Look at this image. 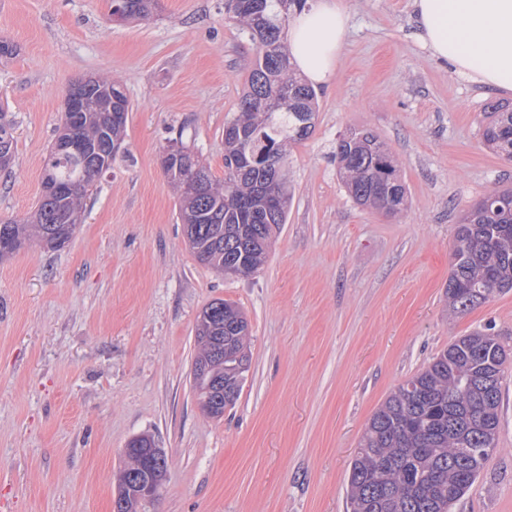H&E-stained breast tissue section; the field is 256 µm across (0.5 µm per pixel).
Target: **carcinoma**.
<instances>
[{"mask_svg":"<svg viewBox=\"0 0 512 512\" xmlns=\"http://www.w3.org/2000/svg\"><path fill=\"white\" fill-rule=\"evenodd\" d=\"M129 18H145L156 0H126ZM306 0H228L232 21L256 46V63L238 113L224 125V181L213 178L192 151L181 146L163 159L171 183L184 189L179 215L198 263L235 276H249L265 262L273 232L286 223V146L315 128L316 92L293 72L283 30ZM107 93L126 98L121 84L99 76L87 94L98 104ZM126 121L107 112L78 120L62 118L85 144L83 155H50L46 167L56 181L74 187L42 195L24 222H0V260L27 244L58 249L75 224L67 214L83 209L93 181L112 168L116 154L103 145L124 134ZM484 143L512 159V107L490 106ZM14 158L13 124H0V171ZM339 176L359 205L395 217L407 208L408 191L387 145L353 130L336 142ZM446 297L464 313L494 294L512 290V188L486 194L459 225ZM210 321H205L207 311ZM224 328L217 353L209 327ZM249 324L233 303L207 305L196 323L198 353L193 388L203 411L220 419L237 401L244 373ZM509 353L495 335L480 330L448 345L422 371L400 386L374 413L352 461L348 483L351 512H450L475 483L496 449L501 383ZM222 380L215 387V378ZM154 440L130 441L118 488L126 490L122 512H140L141 489L157 475L144 471L140 449Z\"/></svg>","mask_w":512,"mask_h":512,"instance_id":"cac0c4a2","label":"carcinoma"}]
</instances>
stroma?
Returning <instances> with one entry per match:
<instances>
[{"label":"stroma","instance_id":"35a3bbf8","mask_svg":"<svg viewBox=\"0 0 512 512\" xmlns=\"http://www.w3.org/2000/svg\"><path fill=\"white\" fill-rule=\"evenodd\" d=\"M227 0H158L113 23L110 0H0V104L15 160L0 172V219L42 195L69 85L122 83V151L97 177L64 247L0 260V512H112L123 450L152 435L169 459L142 512H347L348 475L385 399L448 344L492 328L512 353V290L463 314L445 289L465 214L512 187V160L481 137L492 103L415 37L410 0H339L350 17L315 129L288 149L290 203L264 266L221 275L193 256L162 156L183 143L224 176V125L255 49ZM386 142L406 211L356 205L337 139ZM217 299L250 329L249 369L222 419L192 387L195 325ZM497 449L451 512H512V366Z\"/></svg>","mask_w":512,"mask_h":512}]
</instances>
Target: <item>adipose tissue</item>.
<instances>
[{
    "label": "adipose tissue",
    "mask_w": 512,
    "mask_h": 512,
    "mask_svg": "<svg viewBox=\"0 0 512 512\" xmlns=\"http://www.w3.org/2000/svg\"><path fill=\"white\" fill-rule=\"evenodd\" d=\"M417 37L432 57L492 90L512 91V0H412ZM349 27L336 0H313L288 23L296 70L328 82Z\"/></svg>",
    "instance_id": "ef3b65f1"
}]
</instances>
